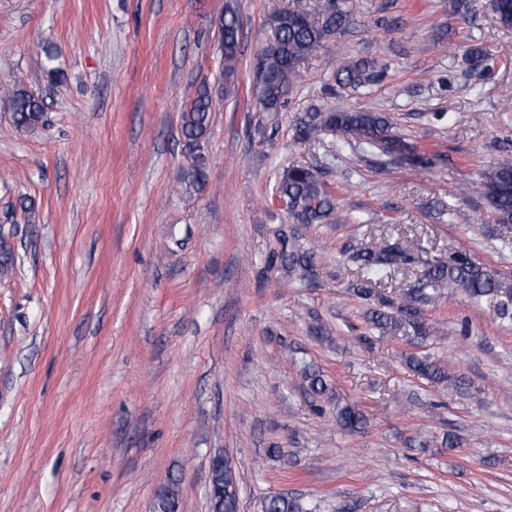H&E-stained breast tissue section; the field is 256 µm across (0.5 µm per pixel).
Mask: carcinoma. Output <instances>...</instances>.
<instances>
[{"label":"carcinoma","mask_w":512,"mask_h":512,"mask_svg":"<svg viewBox=\"0 0 512 512\" xmlns=\"http://www.w3.org/2000/svg\"><path fill=\"white\" fill-rule=\"evenodd\" d=\"M356 7L354 0L343 5L338 0H326L318 20L299 8L283 10L271 15L266 22L265 43L257 54L251 73L254 95L265 112L278 111L288 96L298 67L302 61L313 57L324 47L325 39L340 30ZM220 48L224 56V76L235 73L240 35V20L235 8L228 4L219 21ZM45 65L42 76L53 84L62 81L63 75L55 66L50 49H44ZM372 67L358 60L335 71L340 83L364 87L371 80ZM6 99L14 125L23 130L33 129L44 122L43 101L32 93L24 81L16 80L6 88ZM211 93L207 84L200 85L196 96L181 113V132L185 149L193 156V164L184 173V180L196 185L205 178V158L200 154L201 140L210 123ZM391 119L378 112L335 109L323 112L315 109L300 117L295 125L298 143L312 145L326 132L339 134L369 145L389 146L397 142L392 132ZM487 197L503 224L512 223V154H506L488 175ZM275 195L287 204L289 215L298 224H347L354 219L339 211L319 171L302 163L292 162L278 173ZM280 249L271 252L270 265L293 268L308 274L316 266V253L288 244V234H279ZM348 258L358 264L367 276L382 277L389 271L413 268L420 263L417 251L397 243H384L374 248L355 244L348 249ZM455 288L472 300H496L498 314L512 318V282L501 278L476 263L466 251L453 253L446 262L428 265L421 279L406 289L395 303L379 296L380 307L371 311L372 325L386 333L402 335L409 340H424L432 335V324L422 319L421 306L442 298L448 288ZM409 362L413 369L436 382L450 380L448 370L427 356L412 355ZM304 381L308 391L322 397L328 391L323 376L318 371L306 370ZM336 419L346 429L358 432L367 425L366 415L355 406L337 409ZM210 512H237V473L232 461L219 452L211 458ZM179 488L177 482L164 488L157 498L156 512H177ZM262 512H305L299 499L273 495L264 499Z\"/></svg>","instance_id":"carcinoma-1"}]
</instances>
